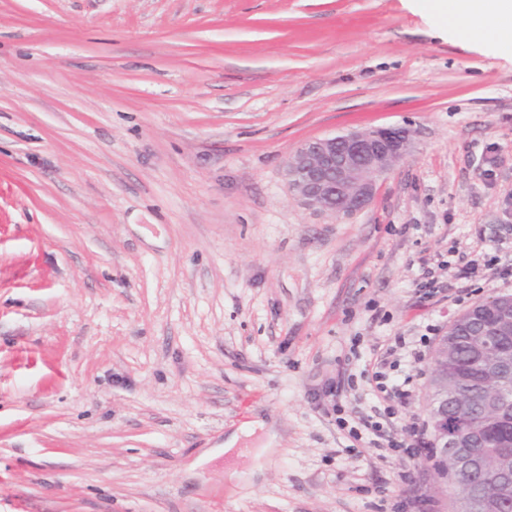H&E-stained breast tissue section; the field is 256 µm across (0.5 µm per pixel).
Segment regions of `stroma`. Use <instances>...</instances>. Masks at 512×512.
<instances>
[{
  "instance_id": "stroma-1",
  "label": "stroma",
  "mask_w": 512,
  "mask_h": 512,
  "mask_svg": "<svg viewBox=\"0 0 512 512\" xmlns=\"http://www.w3.org/2000/svg\"><path fill=\"white\" fill-rule=\"evenodd\" d=\"M387 127L363 211L292 195L303 143ZM510 265L512 58L429 0H0V512H452L324 385Z\"/></svg>"
}]
</instances>
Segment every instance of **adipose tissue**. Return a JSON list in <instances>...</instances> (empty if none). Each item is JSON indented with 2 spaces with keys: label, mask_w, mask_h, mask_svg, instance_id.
<instances>
[{
  "label": "adipose tissue",
  "mask_w": 512,
  "mask_h": 512,
  "mask_svg": "<svg viewBox=\"0 0 512 512\" xmlns=\"http://www.w3.org/2000/svg\"><path fill=\"white\" fill-rule=\"evenodd\" d=\"M432 10L447 28L466 22L474 36L501 53L512 50V0H433Z\"/></svg>",
  "instance_id": "obj_1"
}]
</instances>
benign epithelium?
Instances as JSON below:
<instances>
[{
    "mask_svg": "<svg viewBox=\"0 0 512 512\" xmlns=\"http://www.w3.org/2000/svg\"><path fill=\"white\" fill-rule=\"evenodd\" d=\"M413 132L405 127L349 131L302 144L285 165L292 194L306 207L336 218L352 216L372 201L377 177L388 173L406 158ZM453 324H473L471 336L476 358L494 379L512 369V354L491 351L487 330L499 337L512 335V296L478 304L459 315ZM456 346L453 336L439 339L432 357L429 386L431 450L436 459H452L454 468L467 470L477 465L473 454L475 434L468 429H448V406L465 413L472 402L448 379V355Z\"/></svg>",
    "mask_w": 512,
    "mask_h": 512,
    "instance_id": "7a95c632",
    "label": "benign epithelium"
}]
</instances>
